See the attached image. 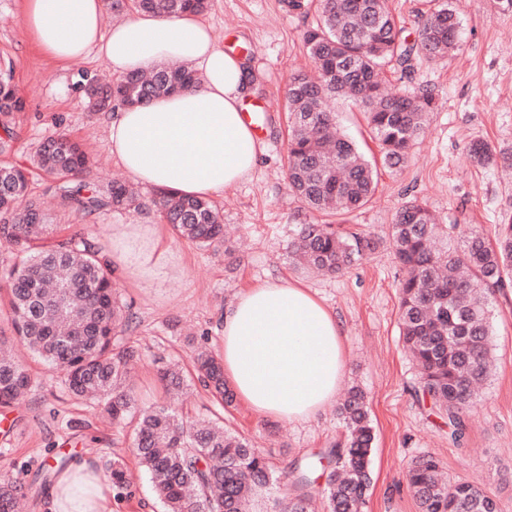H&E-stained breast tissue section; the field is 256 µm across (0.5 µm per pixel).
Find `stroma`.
Segmentation results:
<instances>
[{
  "label": "stroma",
  "mask_w": 512,
  "mask_h": 512,
  "mask_svg": "<svg viewBox=\"0 0 512 512\" xmlns=\"http://www.w3.org/2000/svg\"><path fill=\"white\" fill-rule=\"evenodd\" d=\"M461 45L438 61H415L411 77L386 68L387 92L431 90L435 107L425 134L400 170L382 172L371 202L346 218L322 216V223L382 238L371 256L335 276H316L296 268L288 244L296 225L313 214L287 187L289 77L310 70L302 34L306 22L288 12L282 0H212L204 20L225 52L243 59L255 75L249 97L258 118L264 152L250 179L215 194L224 217L225 246L201 248L163 229L171 267L163 278L135 284L114 271L115 289L130 305L137 328L131 338L143 350L134 378L140 401L176 403L189 416L223 413L224 424L254 444L280 470L325 452L344 428L336 404L312 420L279 422L257 416L243 404L220 409L199 386L166 390L160 367L191 366L189 337H205L222 352L220 320L225 304L253 283L282 279L311 291L339 321L346 353L342 388L359 386L368 399L375 430L371 486L364 512H419L407 483L410 462L424 454L441 461L449 478L464 480L495 495L500 512H512V286L489 293L493 344L490 378L477 388L464 416L466 436L456 446L448 426L428 399L416 394L417 369L402 347L399 284L402 271L388 245L391 224L401 205L417 198L440 223L476 227L493 236L512 219V176L502 166H479L467 156L468 144L485 139L512 148V12L493 0H458ZM24 0H0V60L11 63L14 82L27 99L26 112L11 123L12 150L0 163L29 162L45 138L65 133L84 140L94 156L93 182L100 187L129 176L108 149L102 115L88 112L74 84L78 72L105 74L96 57L60 62L43 52L23 23ZM331 106L341 130L367 155L378 149L368 134L360 106L339 98ZM48 240L72 232L93 238L103 249L112 234L129 224H155V212L102 211L84 216L46 210ZM34 385L13 407L0 408V482L26 488V512H42L48 489L40 471L45 458L76 455L103 466L124 456L134 492L112 502V512H164L149 479L129 450V428L101 420L94 407L75 399L60 375L19 349Z\"/></svg>",
  "instance_id": "stroma-1"
}]
</instances>
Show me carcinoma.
<instances>
[{"label":"carcinoma","mask_w":512,"mask_h":512,"mask_svg":"<svg viewBox=\"0 0 512 512\" xmlns=\"http://www.w3.org/2000/svg\"><path fill=\"white\" fill-rule=\"evenodd\" d=\"M288 11L312 17L304 32L307 55L320 72L288 81V190L307 209L345 215L366 205L378 184L377 165L355 142L336 131L329 101H358L365 113L381 164L402 166L425 133L435 97L388 95L383 69L396 65L408 74L416 58L440 60L458 49L460 18L453 0H439L422 16L418 39L410 42L387 0H284ZM112 12L132 8L159 17L201 14L210 0H109ZM199 82L187 65H160L149 74L127 73L113 83L80 75L77 87L90 111L106 113L116 102L148 105ZM27 108L13 83L11 65L0 64V127ZM468 154L477 164L512 162V150L477 140ZM32 164L52 179L47 192L59 207L83 215L104 210L154 208L175 234L199 247L224 241V224L213 202L157 190L138 197L123 183L102 189L89 180L91 159L67 134L44 140ZM29 168L0 164V240L22 247L25 257L6 274L11 325L20 341L62 374L67 391L95 402L112 423L132 426L130 447L148 473L165 512H251L255 495L279 476L266 457L244 438L224 429L223 418L192 419L174 405L142 406L128 383V367L138 348L124 337L132 332V314L112 291V268L102 248L73 234L45 243L40 202L29 200L23 213L15 205L28 195ZM436 223L418 199L406 201L391 225L389 244L403 272L400 321L403 342L421 373L418 391L432 401L448 423V438L463 443L464 415L475 386L491 371L488 290L512 277V219L499 225L494 239L477 230L455 233ZM380 242L368 234L342 233L331 224H300L289 256L304 269L328 275L342 272L373 253ZM170 389L198 382L223 407L236 395L224 379L221 357L198 347L194 375L176 369L160 372ZM31 375L0 352V407L8 408L29 389ZM343 441L332 454L336 471L324 489L328 512H363L370 487L369 465L375 434L362 390L351 388L339 407ZM312 464L288 472L302 494L288 512H308ZM112 493L132 494L124 460L107 463ZM421 512H498L487 492L460 480L444 479L432 455L415 459L406 474ZM22 485L0 483V512H14Z\"/></svg>","instance_id":"obj_1"}]
</instances>
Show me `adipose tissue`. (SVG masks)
Instances as JSON below:
<instances>
[{"label":"adipose tissue","instance_id":"obj_1","mask_svg":"<svg viewBox=\"0 0 512 512\" xmlns=\"http://www.w3.org/2000/svg\"><path fill=\"white\" fill-rule=\"evenodd\" d=\"M25 2L26 28L56 59L91 55L121 75L172 59L200 72L190 90L110 116L109 150L137 182L210 196L253 174L263 145L242 112L253 76L207 23L137 13L109 26L103 0ZM108 258L137 282L159 274L166 265L161 228L118 230ZM222 322L224 378L251 411L305 422L335 399L346 364L341 326L308 290L283 280L256 283L225 305ZM111 499L107 478L77 459L49 489L46 512H112Z\"/></svg>","mask_w":512,"mask_h":512}]
</instances>
